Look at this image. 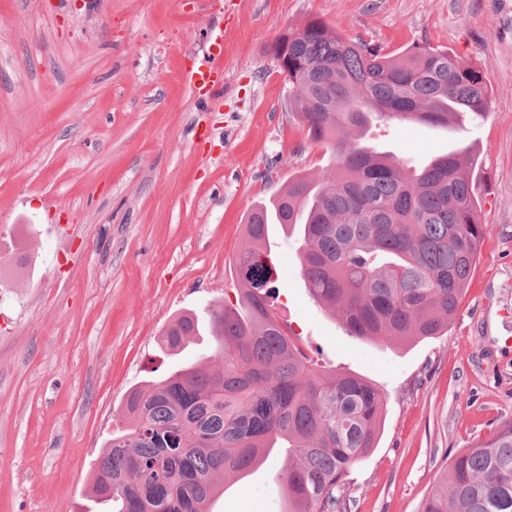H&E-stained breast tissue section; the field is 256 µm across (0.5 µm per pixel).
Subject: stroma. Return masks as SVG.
<instances>
[{
    "label": "stroma",
    "instance_id": "35a3bbf8",
    "mask_svg": "<svg viewBox=\"0 0 512 512\" xmlns=\"http://www.w3.org/2000/svg\"><path fill=\"white\" fill-rule=\"evenodd\" d=\"M314 19L388 53L448 49L491 94L452 130L370 133L414 166L472 150L488 233L442 336L347 335L309 295L296 239L269 236L279 323L320 369L387 396L348 512H418L455 454L512 422V0H0V512H94L91 473L129 391L203 361L212 337L174 358L160 333L239 296L248 212L327 164L272 55ZM217 29L224 86L204 98L183 73ZM282 460L230 483L218 512H279Z\"/></svg>",
    "mask_w": 512,
    "mask_h": 512
}]
</instances>
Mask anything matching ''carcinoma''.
<instances>
[{"label": "carcinoma", "mask_w": 512, "mask_h": 512, "mask_svg": "<svg viewBox=\"0 0 512 512\" xmlns=\"http://www.w3.org/2000/svg\"><path fill=\"white\" fill-rule=\"evenodd\" d=\"M274 52L327 166L251 211L238 300L212 303L205 322L182 312L162 332L161 350L175 355L209 329L218 366L187 363L129 392L127 424L92 473L107 512H213L227 478L275 448L285 449L283 512H339L347 473L376 447L386 396L360 376L313 368L279 324L270 226L298 240L310 296L347 334L383 342L448 330L486 236L461 153L412 169L365 140L378 122L448 128L484 115L481 68L431 46L386 54L316 20ZM419 512H512V422L457 453Z\"/></svg>", "instance_id": "obj_1"}]
</instances>
